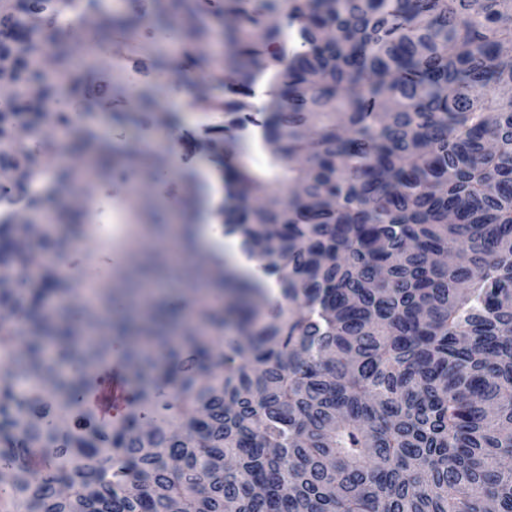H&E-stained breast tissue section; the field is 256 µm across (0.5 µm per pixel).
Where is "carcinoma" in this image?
Here are the masks:
<instances>
[{"label":"carcinoma","instance_id":"cac0c4a2","mask_svg":"<svg viewBox=\"0 0 512 512\" xmlns=\"http://www.w3.org/2000/svg\"><path fill=\"white\" fill-rule=\"evenodd\" d=\"M85 0H28L0 13L30 63L3 70L56 104L92 58L62 21ZM193 23L182 53L214 40L234 85L212 96L224 132L263 129L287 196L240 165L224 171V234L281 288L278 311L241 283L237 334L224 303L147 311L134 326L42 300L66 279H0V512H512V0H154L122 22L164 33ZM52 51L44 73L36 57ZM267 77L268 104L251 103ZM165 84L135 90L152 111ZM63 147L93 133L61 115ZM94 147V146H92ZM95 168L110 152L94 147ZM47 186L33 135L15 157ZM0 222L47 252L85 234ZM177 276L224 297L189 227ZM140 406L110 426L81 409V371L112 358Z\"/></svg>","mask_w":512,"mask_h":512}]
</instances>
